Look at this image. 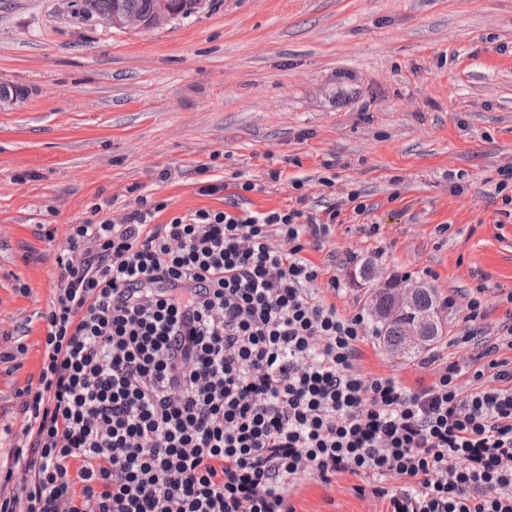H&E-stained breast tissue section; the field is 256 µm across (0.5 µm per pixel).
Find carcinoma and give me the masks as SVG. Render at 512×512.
<instances>
[{
	"mask_svg": "<svg viewBox=\"0 0 512 512\" xmlns=\"http://www.w3.org/2000/svg\"><path fill=\"white\" fill-rule=\"evenodd\" d=\"M121 3L133 13L149 15L157 9L162 0H76L78 13L84 18H106L112 10L114 2ZM436 307L433 289L426 286L418 288L408 308L394 313L395 300L384 292L372 300L370 314L376 320V335L382 338L384 346L392 353L401 356L418 354L421 350L433 345L443 335L442 324L426 326L421 336L412 345L407 343L409 325L418 315Z\"/></svg>",
	"mask_w": 512,
	"mask_h": 512,
	"instance_id": "carcinoma-1",
	"label": "carcinoma"
}]
</instances>
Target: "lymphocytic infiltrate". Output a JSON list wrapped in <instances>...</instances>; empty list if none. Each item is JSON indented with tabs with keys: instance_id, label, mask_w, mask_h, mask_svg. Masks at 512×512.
Instances as JSON below:
<instances>
[{
	"instance_id": "lymphocytic-infiltrate-1",
	"label": "lymphocytic infiltrate",
	"mask_w": 512,
	"mask_h": 512,
	"mask_svg": "<svg viewBox=\"0 0 512 512\" xmlns=\"http://www.w3.org/2000/svg\"><path fill=\"white\" fill-rule=\"evenodd\" d=\"M227 210L122 222L93 205L55 261L36 372L0 463V512H297L309 481L371 487L378 512H512V293L495 331L471 295L464 362L441 348L415 386L363 366L366 312L306 257L361 191L319 214Z\"/></svg>"
}]
</instances>
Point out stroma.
<instances>
[{
  "label": "stroma",
  "mask_w": 512,
  "mask_h": 512,
  "mask_svg": "<svg viewBox=\"0 0 512 512\" xmlns=\"http://www.w3.org/2000/svg\"><path fill=\"white\" fill-rule=\"evenodd\" d=\"M73 3L0 0V85L14 92L0 104V347L30 328L19 367L0 363L1 424H20L14 391L40 361L55 254L96 203L117 221L148 192L166 220L223 209V194L200 192L213 179L258 184L257 211L300 193L321 210L360 189L378 236L348 218L307 252L320 266L355 256L339 309L368 307L404 273L440 296L512 291V220L490 196L512 161V0H206L147 32L82 18ZM364 350L374 373L414 384L413 359L373 338ZM294 505L375 508L349 479L309 482Z\"/></svg>",
  "instance_id": "1"
}]
</instances>
